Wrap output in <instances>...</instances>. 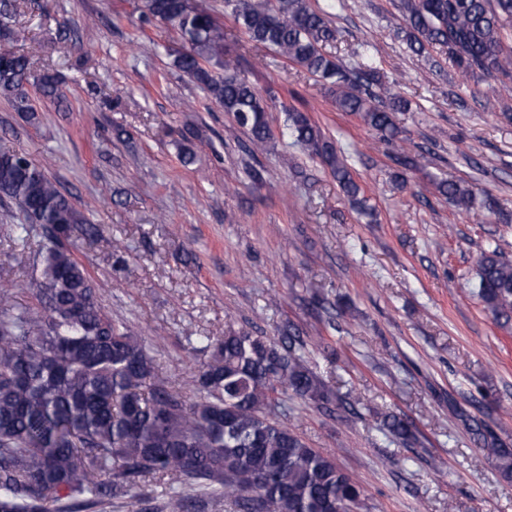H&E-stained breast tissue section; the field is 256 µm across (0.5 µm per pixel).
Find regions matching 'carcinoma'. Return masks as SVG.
Returning <instances> with one entry per match:
<instances>
[{
	"label": "carcinoma",
	"instance_id": "carcinoma-1",
	"mask_svg": "<svg viewBox=\"0 0 512 512\" xmlns=\"http://www.w3.org/2000/svg\"><path fill=\"white\" fill-rule=\"evenodd\" d=\"M256 47L281 57L323 83L336 108L356 114L382 136L401 130L395 113L409 103L367 65L358 72L325 51L336 41L328 12L309 0H225ZM409 49L444 51L466 75L512 81V0H399ZM17 0H0V98L16 112L36 111L30 93L60 97L51 75L32 78L29 61L7 44L27 31L13 24ZM148 21L176 31L184 42L174 65L194 79L246 130L252 150L273 140L268 99L247 79L224 70L226 35L193 0H144ZM284 133L320 161L356 208L373 207L310 115L285 113ZM438 192L459 207L493 211L498 201L460 181ZM0 199L14 202L12 225L24 249L41 231L31 306L0 293V512H95L112 499L128 512H148L135 489H163L157 512H187L186 489L228 501L234 512H358L362 486L336 462L310 447L281 419L288 400L319 409L344 407L309 367L306 342L295 328L278 339L246 329L198 336L191 352L208 357L187 385L190 401L159 379L144 341L112 321L98 288L69 250L84 215L45 169L19 152L0 151ZM476 295L502 328H512V261L490 246L478 260ZM380 429L404 444L409 422L384 414ZM480 447L499 475L512 481V448L481 435Z\"/></svg>",
	"mask_w": 512,
	"mask_h": 512
}]
</instances>
